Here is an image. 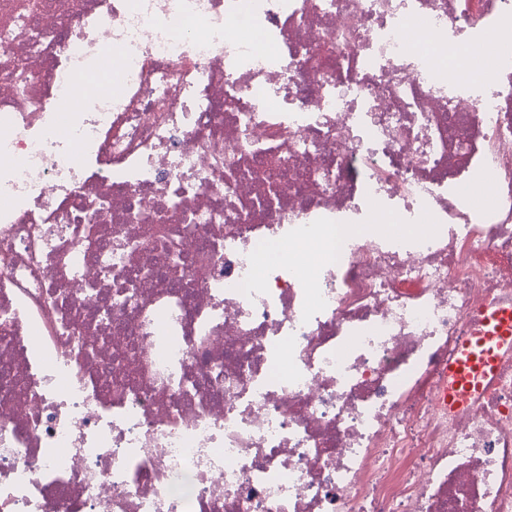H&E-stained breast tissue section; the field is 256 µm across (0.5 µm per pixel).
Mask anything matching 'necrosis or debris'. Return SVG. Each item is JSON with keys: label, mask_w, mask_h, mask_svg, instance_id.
<instances>
[{"label": "necrosis or debris", "mask_w": 512, "mask_h": 512, "mask_svg": "<svg viewBox=\"0 0 512 512\" xmlns=\"http://www.w3.org/2000/svg\"><path fill=\"white\" fill-rule=\"evenodd\" d=\"M509 303L512 0H0V512H512ZM512 351V305L486 310L473 336H467L451 362L452 386L440 401L458 406L478 392L493 376L500 356Z\"/></svg>", "instance_id": "1"}]
</instances>
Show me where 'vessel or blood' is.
<instances>
[{"label": "vessel or blood", "mask_w": 512, "mask_h": 512, "mask_svg": "<svg viewBox=\"0 0 512 512\" xmlns=\"http://www.w3.org/2000/svg\"><path fill=\"white\" fill-rule=\"evenodd\" d=\"M507 351H512V305L486 310L476 332L462 341L449 368L452 386L442 393V402L457 406L480 392Z\"/></svg>", "instance_id": "vessel-or-blood-1"}]
</instances>
